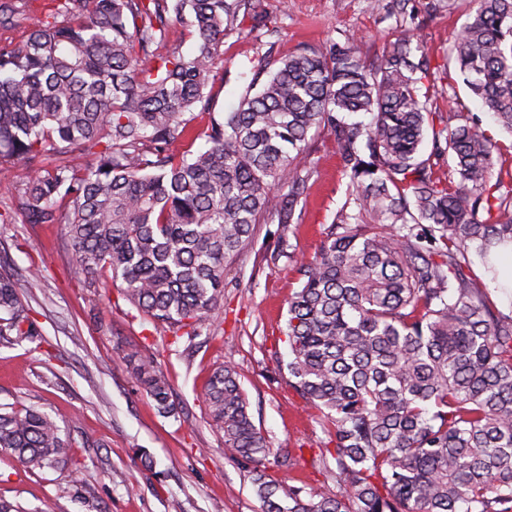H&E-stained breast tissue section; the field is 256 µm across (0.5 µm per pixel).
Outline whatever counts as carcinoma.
I'll return each instance as SVG.
<instances>
[{
  "instance_id": "cac0c4a2",
  "label": "carcinoma",
  "mask_w": 512,
  "mask_h": 512,
  "mask_svg": "<svg viewBox=\"0 0 512 512\" xmlns=\"http://www.w3.org/2000/svg\"><path fill=\"white\" fill-rule=\"evenodd\" d=\"M470 2L451 58L512 133V0ZM408 3L391 0L402 32L367 63L352 37L275 55L262 38L281 27L264 0H0L1 29L31 21L0 41V163L27 169L7 199L31 224L67 225L88 287L108 273L177 339L217 309L261 218L301 220L311 134L335 142L350 192L300 266L284 335L293 387L331 424L336 495L312 502L291 486L283 504L235 367L205 391L224 449L254 465L263 512H512V314L493 308L470 259L512 242V178L494 175L498 145L468 113L435 124ZM174 21L193 54L168 45ZM233 34L266 51L216 114L207 88ZM0 313V340L40 336L1 273ZM133 376L175 412L160 363L140 358ZM0 449L32 470L72 461L34 408L0 404Z\"/></svg>"
}]
</instances>
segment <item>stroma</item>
Instances as JSON below:
<instances>
[{"instance_id": "stroma-1", "label": "stroma", "mask_w": 512, "mask_h": 512, "mask_svg": "<svg viewBox=\"0 0 512 512\" xmlns=\"http://www.w3.org/2000/svg\"><path fill=\"white\" fill-rule=\"evenodd\" d=\"M388 0H267L282 10L279 51L320 48L355 38L363 58L381 55L396 27ZM412 28L430 59L422 81L441 114L457 104L477 114L498 141L496 170L512 172V133L502 129L463 83L450 57L452 39L468 18L467 0H411ZM223 73L208 91L214 112L235 104L256 56L251 40L224 41ZM315 172L302 216L276 253L277 222L258 224L253 244L224 279V297L199 336L175 339L140 314L118 285L98 289L96 302L78 274L65 225L31 224L14 213L0 223V258L7 267L39 270L37 285L19 296L43 332L34 342L0 344V404L46 413L74 450L72 465L29 471L0 451V498L21 512H262L251 464L231 458L211 426L203 392L213 369L235 366L257 427L278 455L267 475L282 486L306 484L315 495L336 492L334 461L326 460L328 425L291 386L282 329L298 267L313 255L323 230L348 197L334 142L316 135ZM160 362L178 405L159 413L137 384L130 356ZM149 455L151 468L140 457Z\"/></svg>"}]
</instances>
